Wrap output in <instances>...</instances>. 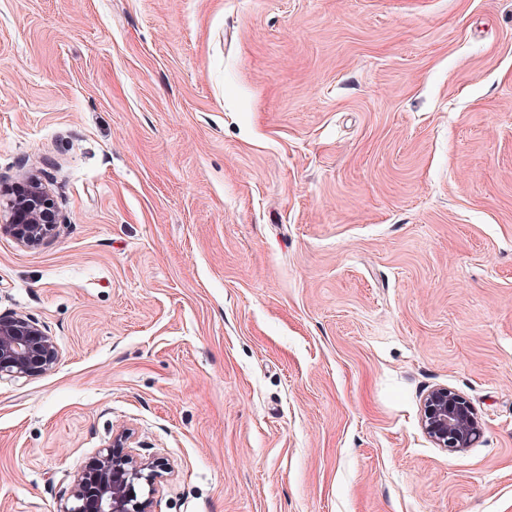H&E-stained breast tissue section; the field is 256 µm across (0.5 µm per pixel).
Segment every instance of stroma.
I'll list each match as a JSON object with an SVG mask.
<instances>
[{
    "instance_id": "obj_1",
    "label": "stroma",
    "mask_w": 512,
    "mask_h": 512,
    "mask_svg": "<svg viewBox=\"0 0 512 512\" xmlns=\"http://www.w3.org/2000/svg\"><path fill=\"white\" fill-rule=\"evenodd\" d=\"M0 512L132 429L157 512H512V0H0ZM445 386L483 427L448 452ZM60 214L41 177L31 174L17 185L0 184V233L24 247H36L54 237ZM53 336L31 317L0 314V380L43 374L59 361ZM421 424L438 448L459 452L471 448L482 426L469 400L448 387H436L425 396Z\"/></svg>"
}]
</instances>
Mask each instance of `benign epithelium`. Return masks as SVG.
Listing matches in <instances>:
<instances>
[{
	"label": "benign epithelium",
	"mask_w": 512,
	"mask_h": 512,
	"mask_svg": "<svg viewBox=\"0 0 512 512\" xmlns=\"http://www.w3.org/2000/svg\"><path fill=\"white\" fill-rule=\"evenodd\" d=\"M60 214L41 177L31 174L17 185L0 184V233L24 247L54 237ZM60 352L46 328L31 317L0 314V380L28 377L51 370ZM421 424L438 448L459 452L472 447L482 426L469 400L447 387L425 396ZM168 462L134 449V433L124 429L78 472L59 512H155L158 484Z\"/></svg>",
	"instance_id": "obj_1"
}]
</instances>
